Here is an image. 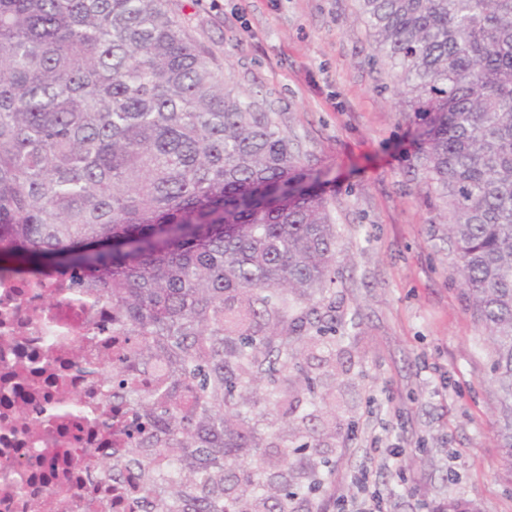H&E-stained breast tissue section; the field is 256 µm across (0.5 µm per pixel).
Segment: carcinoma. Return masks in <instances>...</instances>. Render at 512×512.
Returning a JSON list of instances; mask_svg holds the SVG:
<instances>
[{
    "instance_id": "1",
    "label": "carcinoma",
    "mask_w": 512,
    "mask_h": 512,
    "mask_svg": "<svg viewBox=\"0 0 512 512\" xmlns=\"http://www.w3.org/2000/svg\"><path fill=\"white\" fill-rule=\"evenodd\" d=\"M357 2L419 121L512 482V0ZM337 235L320 172L168 0H0V266L100 290L133 338L107 383L133 406L137 512H298L320 487V446L270 455L260 422L336 324Z\"/></svg>"
}]
</instances>
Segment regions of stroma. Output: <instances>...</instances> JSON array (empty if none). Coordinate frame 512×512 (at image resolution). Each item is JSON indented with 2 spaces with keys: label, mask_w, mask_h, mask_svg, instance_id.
<instances>
[{
  "label": "stroma",
  "mask_w": 512,
  "mask_h": 512,
  "mask_svg": "<svg viewBox=\"0 0 512 512\" xmlns=\"http://www.w3.org/2000/svg\"><path fill=\"white\" fill-rule=\"evenodd\" d=\"M212 51L224 81L257 95L281 131L331 179L340 231L335 285L343 322L334 365L310 360L293 411L271 404L276 441L324 398L317 428L334 475L372 473L389 512L449 497L512 512L498 472L489 344L468 311L447 219L410 159L416 126L357 0H169ZM402 448L399 465L385 451Z\"/></svg>",
  "instance_id": "1"
}]
</instances>
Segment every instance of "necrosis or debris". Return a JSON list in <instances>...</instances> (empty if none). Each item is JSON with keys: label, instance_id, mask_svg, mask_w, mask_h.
<instances>
[{"label": "necrosis or debris", "instance_id": "1", "mask_svg": "<svg viewBox=\"0 0 512 512\" xmlns=\"http://www.w3.org/2000/svg\"><path fill=\"white\" fill-rule=\"evenodd\" d=\"M124 336L103 296L72 292L61 277L0 273V512H130L141 495L138 473L100 476L120 466L128 404L114 403L101 371ZM80 399L83 415L57 421L48 408ZM111 428L95 420L100 410ZM56 448L78 449L64 461Z\"/></svg>", "mask_w": 512, "mask_h": 512}]
</instances>
